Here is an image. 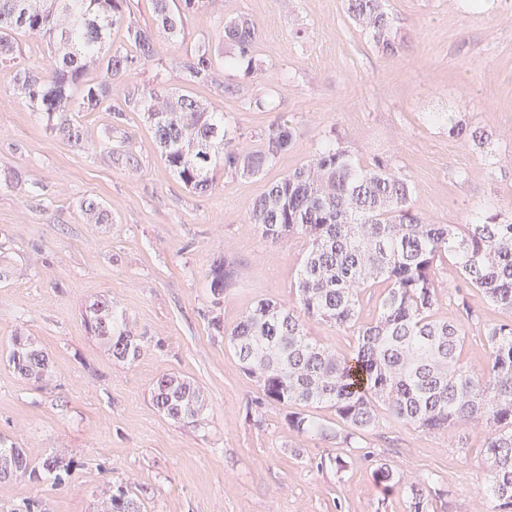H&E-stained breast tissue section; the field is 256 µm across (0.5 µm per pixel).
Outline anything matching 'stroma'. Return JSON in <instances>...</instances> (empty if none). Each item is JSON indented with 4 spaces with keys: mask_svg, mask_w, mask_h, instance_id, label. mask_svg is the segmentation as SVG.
Instances as JSON below:
<instances>
[{
    "mask_svg": "<svg viewBox=\"0 0 512 512\" xmlns=\"http://www.w3.org/2000/svg\"><path fill=\"white\" fill-rule=\"evenodd\" d=\"M465 3L387 0L398 45L389 54L344 0H201L180 35L158 36L152 62L113 80V100L135 85L190 92L239 125L250 147L275 117L295 128L290 152L262 174L216 168L203 195L168 168L142 113L119 123L104 110L79 114L80 147L51 133L14 84L17 69L43 62L45 45L16 33L18 53L0 65V103L10 105L0 112V256L10 267L0 279V352L12 337H29L48 354L51 381L36 389L0 355V439L36 459L58 456L69 473L59 483L49 474L0 481V504L95 512L100 495L121 485L143 512H409L406 484L431 474L427 512H492L484 427L429 434L384 417L349 446L303 434L228 345L258 300H296L307 240L266 241L248 216L270 183L327 140L363 163L401 168L414 209L434 223H466L477 203L512 215V0H484L478 11ZM239 16L257 26L262 72L191 82L177 59ZM240 82L247 98L224 94ZM251 96L268 99L267 110L251 108ZM430 112H459L493 131V161L427 123ZM87 197L101 201L108 222L84 214ZM220 255L236 275L217 304L206 274ZM97 299L143 337L138 359L114 358L88 332L83 317ZM165 375L202 390L199 423L154 405ZM382 462L404 488L376 483Z\"/></svg>",
    "mask_w": 512,
    "mask_h": 512,
    "instance_id": "35a3bbf8",
    "label": "stroma"
}]
</instances>
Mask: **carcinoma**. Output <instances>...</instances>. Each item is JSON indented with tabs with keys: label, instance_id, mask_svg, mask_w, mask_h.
<instances>
[{
	"label": "carcinoma",
	"instance_id": "obj_1",
	"mask_svg": "<svg viewBox=\"0 0 512 512\" xmlns=\"http://www.w3.org/2000/svg\"><path fill=\"white\" fill-rule=\"evenodd\" d=\"M155 0L154 27H127L134 53L112 49V30L125 21L127 0H0V64L15 59L13 34L44 40L46 67L25 68L15 80L27 107L46 120L49 130L67 142L83 144L74 115L101 109L120 119L141 109L169 169L186 188L205 193L213 187L214 167L255 176L293 146L295 128L281 117L260 135V147L238 146L240 128L186 94L135 86L124 101L112 102V79L152 61L160 34L180 32L182 14L199 0ZM349 17L367 30L383 51L397 49L385 0H346ZM218 57L203 41L179 62L190 81L214 80L218 66L251 77L263 70L256 56L257 28L248 18L224 23ZM102 70L99 80L89 71ZM427 120L448 125V134L478 148L492 135L471 127L459 112H432ZM413 187L399 169L379 161L366 165L336 141L327 142L310 161L270 184L255 200L248 221L261 236L278 243L291 235L309 242L296 282V304L260 300L240 319L228 344L266 400L284 406L324 404L347 427L336 438L349 446L359 432L379 423V407L389 419L423 432L448 431L462 422L487 429L483 455L493 512H512V322H483L486 367L459 364L465 341L463 324L435 317L442 284L434 265L451 258L460 281L451 285L455 301L471 321L479 320L466 288L493 308L512 313V222L476 205L466 224H435L411 205ZM233 270L217 257L207 273L215 300L224 297ZM384 284L378 317L358 324L361 292ZM351 329L356 343L342 352L312 341L307 323ZM85 323L117 359H136L140 336L118 330L112 305L92 304ZM8 363L18 374L45 384L48 358L25 336H16ZM152 400L165 415L198 423L206 409L202 392L190 381L163 376ZM299 432L323 428L300 413L288 415ZM0 472L12 477L36 475V464L15 444L0 441ZM375 479L391 491L399 475L381 465ZM430 480L411 488L410 512H424ZM138 498L118 487L102 512H141Z\"/></svg>",
	"mask_w": 512,
	"mask_h": 512
}]
</instances>
